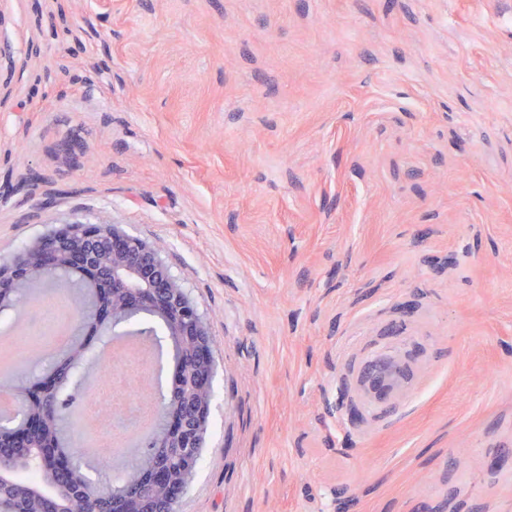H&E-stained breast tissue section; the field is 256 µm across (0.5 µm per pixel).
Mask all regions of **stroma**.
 I'll list each match as a JSON object with an SVG mask.
<instances>
[{
    "label": "stroma",
    "mask_w": 512,
    "mask_h": 512,
    "mask_svg": "<svg viewBox=\"0 0 512 512\" xmlns=\"http://www.w3.org/2000/svg\"><path fill=\"white\" fill-rule=\"evenodd\" d=\"M75 219L208 323L177 512H512V0H0V261ZM394 374H400V369L389 361H380L369 366L365 373V378L370 387L376 391H385L391 384V378Z\"/></svg>",
    "instance_id": "35a3bbf8"
}]
</instances>
